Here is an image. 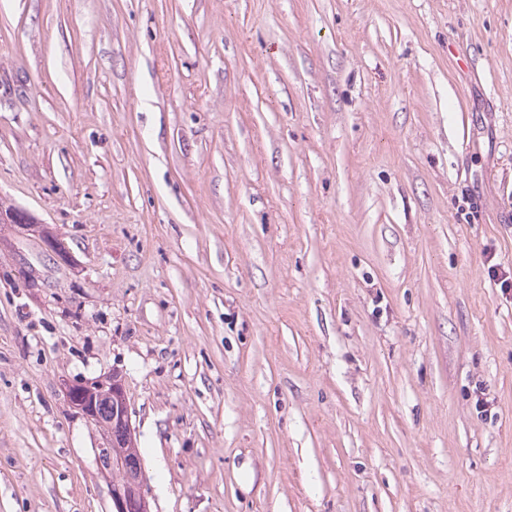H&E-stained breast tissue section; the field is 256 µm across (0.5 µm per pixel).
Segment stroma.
Segmentation results:
<instances>
[{
	"instance_id": "35a3bbf8",
	"label": "stroma",
	"mask_w": 512,
	"mask_h": 512,
	"mask_svg": "<svg viewBox=\"0 0 512 512\" xmlns=\"http://www.w3.org/2000/svg\"><path fill=\"white\" fill-rule=\"evenodd\" d=\"M1 207L0 512L112 374L152 512H512V0H0ZM7 210L8 209L4 210L6 212V215L0 214V223L1 224H10V226L21 231L22 233H25V232L30 233L31 232L38 236H41V237H43L45 244L50 249H52L58 253H66L65 248L62 247L61 244L57 240L45 235V233H46L45 230H49L47 225H45V224H11L12 219H14V215L16 213L23 212V211L15 209L16 213L10 214V218H9V216H7V212H9V210L8 211Z\"/></svg>"
}]
</instances>
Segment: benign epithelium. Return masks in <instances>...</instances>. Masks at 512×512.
<instances>
[{"instance_id":"7a95c632","label":"benign epithelium","mask_w":512,"mask_h":512,"mask_svg":"<svg viewBox=\"0 0 512 512\" xmlns=\"http://www.w3.org/2000/svg\"><path fill=\"white\" fill-rule=\"evenodd\" d=\"M14 228L23 233L31 232L41 236L50 249L58 253L65 252V248L57 240L45 235V224H16ZM64 391L72 408L82 416L88 426L99 429L104 436L105 444L94 449L95 454L98 455L107 448L135 447L130 404L119 381L105 378L86 379L65 386ZM102 400L112 403V417L106 421L100 419L97 413V404ZM101 473L109 484L111 512H150L141 457L127 452L120 453L110 458L109 469H103Z\"/></svg>"}]
</instances>
